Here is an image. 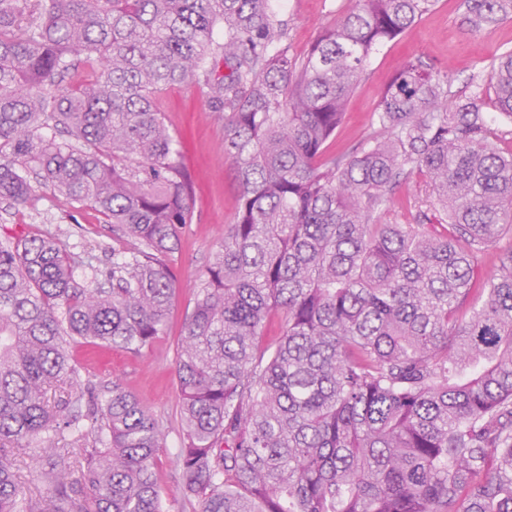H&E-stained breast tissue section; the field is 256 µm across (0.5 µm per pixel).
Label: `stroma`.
I'll return each instance as SVG.
<instances>
[{
  "instance_id": "stroma-1",
  "label": "stroma",
  "mask_w": 512,
  "mask_h": 512,
  "mask_svg": "<svg viewBox=\"0 0 512 512\" xmlns=\"http://www.w3.org/2000/svg\"><path fill=\"white\" fill-rule=\"evenodd\" d=\"M288 21L292 55L305 54L323 28L335 24L347 0H273ZM463 0H437L414 26L387 43L367 62L366 76L351 99L333 149L352 146L372 131V115L381 94L408 60L421 58L434 74L461 89L470 74L488 72L492 62L512 51V18L475 30L463 21ZM165 120L178 141L181 160L193 179V221L182 229V245L171 256L176 297L167 331L142 353L84 344L72 361L96 385L97 392L120 384L132 392L163 424L166 446L155 467L166 499V512H194L180 492L177 453L182 444L176 377L178 340L194 305L200 274L219 250L224 228L233 223L238 203L234 169L224 156V123L210 112L192 85L168 88L161 95ZM52 232L75 257L74 275L84 285L104 282L112 266L116 241L112 227L89 208H74L43 190L34 206L12 209L0 204V234L28 236Z\"/></svg>"
}]
</instances>
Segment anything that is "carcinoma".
Wrapping results in <instances>:
<instances>
[{
    "label": "carcinoma",
    "mask_w": 512,
    "mask_h": 512,
    "mask_svg": "<svg viewBox=\"0 0 512 512\" xmlns=\"http://www.w3.org/2000/svg\"><path fill=\"white\" fill-rule=\"evenodd\" d=\"M435 4L351 0L295 57L272 0H0V201L47 189L122 243L112 287L86 288L55 236L0 239V512L163 510L161 423L118 384L94 394L68 348L166 332L193 184L157 100L184 83L224 120L239 187L178 346L184 500L512 512V246L478 279L512 232V152L485 111L512 120V52L460 91L408 61L372 134L329 150L369 57ZM464 7L474 29L512 17V0ZM416 173L431 199L381 223ZM17 448L47 495L19 486Z\"/></svg>",
    "instance_id": "carcinoma-1"
}]
</instances>
